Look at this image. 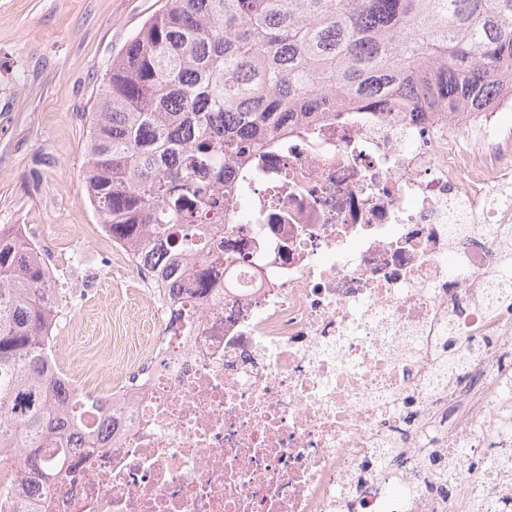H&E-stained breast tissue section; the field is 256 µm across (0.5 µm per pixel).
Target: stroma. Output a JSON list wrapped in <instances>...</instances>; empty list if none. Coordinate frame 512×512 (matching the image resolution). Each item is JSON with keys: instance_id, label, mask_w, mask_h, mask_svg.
Listing matches in <instances>:
<instances>
[{"instance_id": "stroma-1", "label": "stroma", "mask_w": 512, "mask_h": 512, "mask_svg": "<svg viewBox=\"0 0 512 512\" xmlns=\"http://www.w3.org/2000/svg\"><path fill=\"white\" fill-rule=\"evenodd\" d=\"M166 0H0V224L48 241L60 287L85 293L53 333L85 346L152 335L141 276L114 245L83 180L91 111L108 64ZM78 229L61 235L59 225Z\"/></svg>"}]
</instances>
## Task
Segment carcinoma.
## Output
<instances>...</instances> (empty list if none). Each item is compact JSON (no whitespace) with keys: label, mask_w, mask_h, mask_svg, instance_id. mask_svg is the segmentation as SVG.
I'll return each instance as SVG.
<instances>
[{"label":"carcinoma","mask_w":512,"mask_h":512,"mask_svg":"<svg viewBox=\"0 0 512 512\" xmlns=\"http://www.w3.org/2000/svg\"><path fill=\"white\" fill-rule=\"evenodd\" d=\"M512 92V0H168L112 57L83 177L112 242L157 288L213 287L227 165L349 101L429 96L478 110ZM22 225L0 224V420L32 493L92 437L88 396L49 350L67 289Z\"/></svg>","instance_id":"carcinoma-1"}]
</instances>
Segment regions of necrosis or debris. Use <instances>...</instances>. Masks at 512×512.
Returning <instances> with one entry per match:
<instances>
[{"mask_svg": "<svg viewBox=\"0 0 512 512\" xmlns=\"http://www.w3.org/2000/svg\"><path fill=\"white\" fill-rule=\"evenodd\" d=\"M229 192L205 301L150 289L155 336L118 358L100 344L94 367L78 337L53 338L108 435L25 512H501L512 96L341 105L234 169ZM451 350L464 366L436 378ZM492 445L491 469L457 454Z\"/></svg>", "mask_w": 512, "mask_h": 512, "instance_id": "necrosis-or-debris-1", "label": "necrosis or debris"}]
</instances>
